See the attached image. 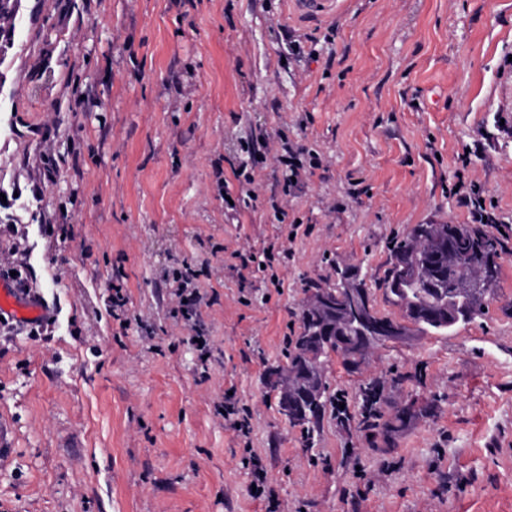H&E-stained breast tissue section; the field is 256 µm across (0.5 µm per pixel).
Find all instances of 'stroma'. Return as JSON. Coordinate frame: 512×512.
Here are the masks:
<instances>
[{
	"mask_svg": "<svg viewBox=\"0 0 512 512\" xmlns=\"http://www.w3.org/2000/svg\"><path fill=\"white\" fill-rule=\"evenodd\" d=\"M16 12L0 270L61 312L36 335L0 324V512H267L217 413L231 388L278 512H512V0H339L318 18L289 0ZM286 144L318 160L291 188ZM459 179L505 225L488 314L379 348L358 374L332 359L349 406L364 379L397 375L389 404L429 411L378 451L329 411L304 448L265 373L286 363L305 282L343 261L375 285L413 225L470 223ZM281 243L287 259L261 268ZM182 271L204 297L203 351L175 314L167 279Z\"/></svg>",
	"mask_w": 512,
	"mask_h": 512,
	"instance_id": "35a3bbf8",
	"label": "stroma"
}]
</instances>
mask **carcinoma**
<instances>
[{
  "mask_svg": "<svg viewBox=\"0 0 512 512\" xmlns=\"http://www.w3.org/2000/svg\"><path fill=\"white\" fill-rule=\"evenodd\" d=\"M0 0V36L14 31V3ZM503 247L500 239L484 224H416L391 249V262L379 283L384 301L402 313V318L420 333L448 331L460 324L466 325L485 314L489 296L495 294L500 280ZM405 261L412 270V280L404 288L396 287L401 279L400 262ZM336 282L322 285L309 281L304 294L325 293L327 302L321 308L301 307L299 332L287 342L286 364L280 367L288 377L278 397H288L297 405L300 416L289 423L306 431L304 447L313 445L312 432L327 409L336 407L339 398L330 393L325 380V364L334 356L342 360L349 372L360 370L370 351L378 344L367 342L364 335L374 323L388 321L401 328L406 325L384 315L381 318L348 320L347 296L349 291L364 293L373 298L372 289L364 280L356 278L347 266L335 267ZM475 278L485 286L481 296L460 297L453 281ZM355 336V349L338 351L339 337ZM320 381L317 399L307 400L300 391V382L311 376ZM383 388L370 382L361 390V408L357 415L344 410L337 416L340 422L356 423L374 447H389L395 436L411 421L416 412L410 406L385 413L382 408Z\"/></svg>",
  "mask_w": 512,
  "mask_h": 512,
  "instance_id": "carcinoma-1",
  "label": "carcinoma"
}]
</instances>
